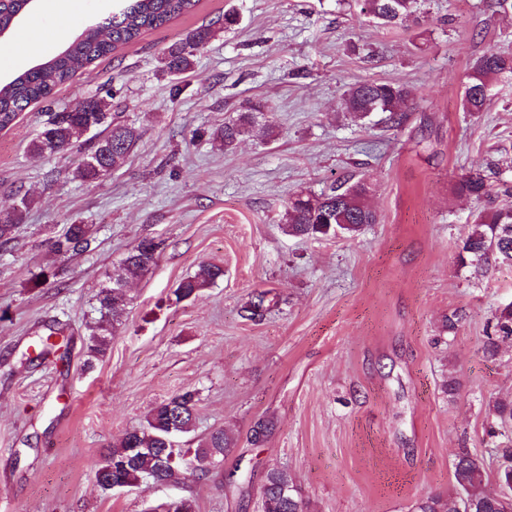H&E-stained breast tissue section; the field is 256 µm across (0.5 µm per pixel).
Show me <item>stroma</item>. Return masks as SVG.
<instances>
[{
    "mask_svg": "<svg viewBox=\"0 0 512 512\" xmlns=\"http://www.w3.org/2000/svg\"><path fill=\"white\" fill-rule=\"evenodd\" d=\"M423 2L384 27L356 0H198L0 131V212L30 202L12 250L0 252V512H144L169 497L192 499L195 512H260L271 467L293 476L309 512H410L454 491L464 453L484 460L487 488L498 490L512 427L493 405L512 397V340L493 357L484 347L496 310L512 303V269L459 263L478 206L454 184L469 174L512 184V76L490 79L484 111L462 107L473 61L512 52V10ZM113 7L76 0L61 16L41 6L19 22L0 82ZM229 11L238 21L227 27ZM209 23L215 35L193 69L165 71L166 48ZM367 79L413 90L402 126L342 111L343 91ZM105 95L113 120L138 134L110 176L74 179L77 147L49 159L29 152L47 113ZM256 106L262 125L232 150L212 139ZM347 179L369 185L377 223L352 238L288 235L289 197ZM68 224L92 225L97 249L57 255L51 239ZM145 237L164 248L129 283L106 357L85 368L96 294ZM204 261L222 265L223 278L175 302ZM42 268L51 277L34 286ZM259 291L275 304L253 320L246 307ZM455 313V332H443ZM52 326L65 359H33ZM187 390L198 410L176 443L193 448L224 429L232 445L221 466L169 487L102 491L91 463ZM264 416L277 429L257 444L251 428Z\"/></svg>",
    "mask_w": 512,
    "mask_h": 512,
    "instance_id": "1",
    "label": "stroma"
}]
</instances>
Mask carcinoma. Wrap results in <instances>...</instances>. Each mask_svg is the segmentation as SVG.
Wrapping results in <instances>:
<instances>
[{"label": "carcinoma", "instance_id": "1", "mask_svg": "<svg viewBox=\"0 0 512 512\" xmlns=\"http://www.w3.org/2000/svg\"><path fill=\"white\" fill-rule=\"evenodd\" d=\"M360 11L382 26H396L415 14L420 0H359ZM198 0H123L117 10L102 24L84 28L61 51L46 61L14 76L0 85V129L10 127L18 115L31 104L49 99L55 89L69 82L79 71L97 59L138 41L149 30L163 27L172 20L192 12ZM34 13L29 0H3L0 3V29L14 33L18 23ZM212 37L211 26H202L176 41L164 57L166 69L178 74L186 71L196 53ZM512 74V54L489 50L471 66L468 84L463 95V106L468 112H482L488 98L491 76ZM412 91L391 81L364 80L349 87L343 95L344 111L364 121L374 113L386 114L394 126L403 120L402 106ZM108 102L93 97L82 108L69 112H49L30 150L37 156H53L70 149L86 132L97 130V141L89 144L83 161L75 168L74 178L80 181L99 179L118 165L132 151L137 141L136 131L111 120ZM255 124V116L245 112L214 132L216 138L229 149L248 134ZM457 194L483 204L471 230L462 242L460 262H494L498 266L512 267V209L493 206L491 184L481 175H466L455 183ZM367 188L361 181L343 188H335L320 196L296 195L288 200L285 224L291 235L301 237L354 236L365 226L378 221L377 214L366 203ZM23 198L13 212L0 214V251L6 250L15 238L19 216L28 208ZM95 231L89 224H69L62 234L52 240L53 251L60 256L85 253L92 250ZM160 244L154 239H143L132 247L122 260V272L112 278V284L99 289L97 310L101 315L97 331L87 345L86 366L91 368L102 360L112 341L109 322H118L124 312L125 293L122 285L128 279L147 273L156 263ZM224 277L222 266L202 263L195 273L179 282L174 290L175 302L187 300L199 290ZM496 332L512 336V303L500 307L495 313ZM193 391L178 393L157 404L146 417L145 423L128 430L117 444L103 454L93 468L98 487L109 491L105 481L135 486L141 482L173 478L177 481L189 476L201 478L211 469L204 466L196 471L182 468V459L189 453L194 457H212L224 460L231 442L224 429L213 430L202 441L201 448H178L173 442L170 425L176 431H191L197 408ZM142 452L133 454V449ZM153 448L168 449L167 456L175 460L162 467ZM455 492L448 495H428L418 500L414 512H503L501 494L487 490V472L481 460L462 455L457 458L453 472ZM261 512H308L307 502L291 475L279 468L266 472L260 489Z\"/></svg>", "mask_w": 512, "mask_h": 512}]
</instances>
